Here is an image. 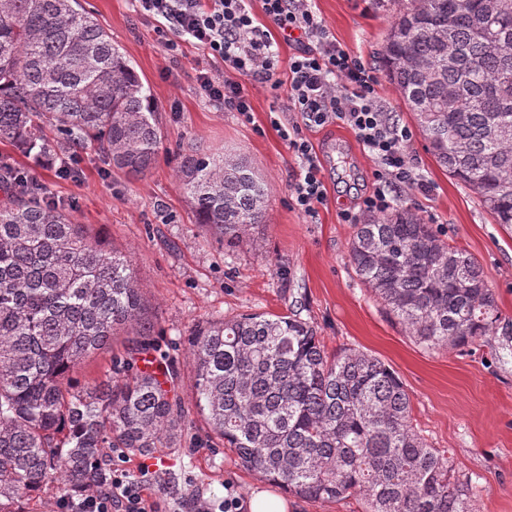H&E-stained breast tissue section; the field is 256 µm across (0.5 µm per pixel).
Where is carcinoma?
Instances as JSON below:
<instances>
[{
	"mask_svg": "<svg viewBox=\"0 0 512 512\" xmlns=\"http://www.w3.org/2000/svg\"><path fill=\"white\" fill-rule=\"evenodd\" d=\"M381 48L387 80L426 150L497 224L512 227V0H393ZM77 0H0V145L77 177L68 157L98 150L131 176L156 163L157 104L112 37ZM57 138H46L45 127ZM0 168V512L43 488L99 491L105 449L172 447L184 417L178 369L158 350L130 260L88 236L42 184ZM195 222L235 248L265 227L269 191L242 155L180 150ZM359 280L427 348L498 334L502 315L480 262L410 207L356 225ZM112 376L73 388L91 353ZM196 407L241 465L306 499L359 494L365 512H476L470 477L411 424L402 381L379 359L328 356L295 313L240 314L191 329Z\"/></svg>",
	"mask_w": 512,
	"mask_h": 512,
	"instance_id": "cac0c4a2",
	"label": "carcinoma"
}]
</instances>
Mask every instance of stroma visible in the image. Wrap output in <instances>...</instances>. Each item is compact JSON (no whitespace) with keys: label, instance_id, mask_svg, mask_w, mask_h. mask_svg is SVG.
I'll list each match as a JSON object with an SVG mask.
<instances>
[{"label":"stroma","instance_id":"obj_1","mask_svg":"<svg viewBox=\"0 0 512 512\" xmlns=\"http://www.w3.org/2000/svg\"><path fill=\"white\" fill-rule=\"evenodd\" d=\"M135 66L158 105L164 138L155 166L142 176L113 170L84 150L73 162L78 181L36 171L50 197L72 220L104 231L133 265L153 324L154 340L178 364L184 418L176 447L153 455L113 457L115 468L138 476L147 466L148 492L166 512H194L208 503L220 512L227 492L249 499L270 489L215 438L195 408V363L186 339L206 319L241 313L297 312L312 321L327 351L354 348L382 360L409 393L414 425L434 448L449 450L477 488L478 512H512V348L503 336L464 349L429 350L409 336L363 286L348 258L358 210L373 189L376 164L344 124L306 130L323 164L328 202L315 219L290 206L297 165L267 123L285 92L249 86L251 122L227 112L197 88L211 62L188 43L168 49L157 21L137 15L133 0H79ZM330 32L373 70L375 94L394 119L415 121L388 82L379 58L392 0H314ZM246 156L270 188L266 229L255 244L234 249L196 224L175 175L183 144ZM431 190L402 191L400 202L443 239L483 267L499 310L512 322V229L493 222L472 192L451 179L426 151L421 135L409 146Z\"/></svg>","mask_w":512,"mask_h":512}]
</instances>
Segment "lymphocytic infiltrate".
I'll return each instance as SVG.
<instances>
[{
  "label": "lymphocytic infiltrate",
  "instance_id": "obj_1",
  "mask_svg": "<svg viewBox=\"0 0 512 512\" xmlns=\"http://www.w3.org/2000/svg\"><path fill=\"white\" fill-rule=\"evenodd\" d=\"M138 12L163 20L167 31L223 63L234 79L210 69L196 76L209 100L251 119L246 81L267 83L276 75L277 41L296 42L288 60L285 104L271 110L268 123L286 142L298 164L291 184L293 209L316 218L327 203L322 163L306 130L340 122L352 130L375 160L376 185L360 212L344 211V223L356 224L361 213L382 214L396 202V190L429 193L409 152L411 130L383 111L376 79L361 59L341 45L312 6V0H261L265 23H257L249 0H135ZM65 512H160L144 493L143 480L116 469L108 490L66 497Z\"/></svg>",
  "mask_w": 512,
  "mask_h": 512
}]
</instances>
